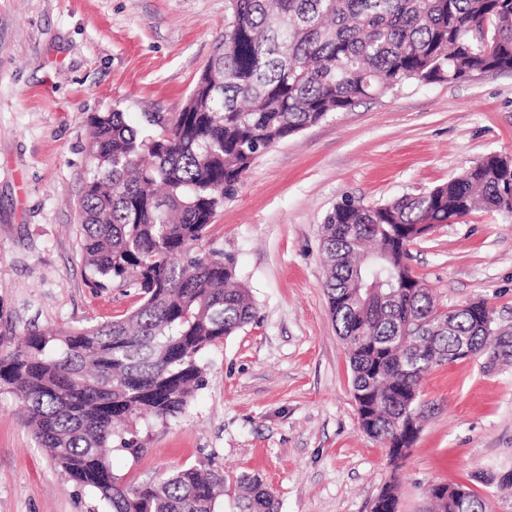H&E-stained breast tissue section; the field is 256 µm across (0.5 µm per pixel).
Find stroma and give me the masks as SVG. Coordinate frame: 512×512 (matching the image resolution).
Returning <instances> with one entry per match:
<instances>
[{
	"label": "stroma",
	"mask_w": 512,
	"mask_h": 512,
	"mask_svg": "<svg viewBox=\"0 0 512 512\" xmlns=\"http://www.w3.org/2000/svg\"><path fill=\"white\" fill-rule=\"evenodd\" d=\"M229 18L227 0H0V350L31 326L125 313L134 293L98 290L82 259L79 200L87 118L180 111ZM512 159V73L410 82L366 98L262 154L208 229L256 305L250 324L206 349L205 383L182 415L138 421L142 450L113 451L124 483L183 465L222 471L216 512H237L236 479L258 476L280 512H371L387 484L398 512H429L432 485L469 486L512 512V213L473 211L409 247L441 304L485 301L497 359L434 368L401 465L362 432L346 347L324 290L320 226L345 198L385 202ZM0 512H106L37 446L0 393Z\"/></svg>",
	"instance_id": "obj_1"
}]
</instances>
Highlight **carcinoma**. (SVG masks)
Listing matches in <instances>:
<instances>
[{"label":"carcinoma","instance_id":"obj_1","mask_svg":"<svg viewBox=\"0 0 512 512\" xmlns=\"http://www.w3.org/2000/svg\"><path fill=\"white\" fill-rule=\"evenodd\" d=\"M224 54L195 84L194 112L88 117L90 176L80 203L93 288H132L129 313L84 326L34 328L0 351L38 445L109 512H215L224 473L179 467L125 484L108 450L141 449L134 423L183 414L204 382L200 355L255 318L236 266L200 249L224 198L270 147L361 99L409 81L458 82L512 72V0H228ZM484 38L478 41L474 34ZM512 212V171L489 154L448 182L368 205L346 198L324 218L329 309L346 345L363 432L388 448L417 434L416 402L438 365L476 356L492 329L469 308L439 305L412 274L408 246L476 208ZM240 512H278L242 475ZM434 512H488L466 489L435 484ZM384 487L371 512L396 506Z\"/></svg>","mask_w":512,"mask_h":512}]
</instances>
